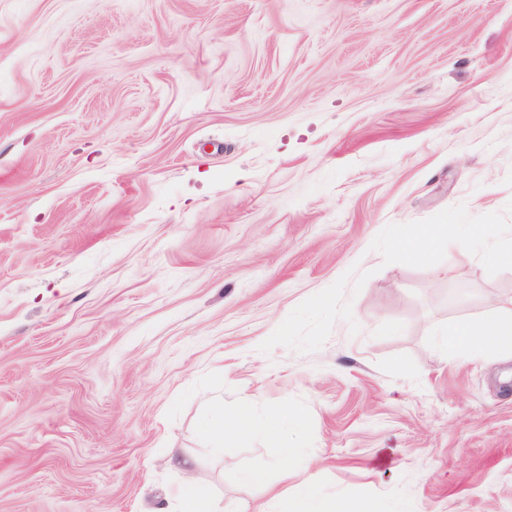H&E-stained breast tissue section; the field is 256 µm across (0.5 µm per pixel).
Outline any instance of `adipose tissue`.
Masks as SVG:
<instances>
[{
	"label": "adipose tissue",
	"instance_id": "1",
	"mask_svg": "<svg viewBox=\"0 0 512 512\" xmlns=\"http://www.w3.org/2000/svg\"><path fill=\"white\" fill-rule=\"evenodd\" d=\"M476 235L481 236L487 246L486 255L492 261L512 259V228L498 231L489 226L478 227ZM472 234V235H475ZM471 234L460 232L449 234L447 225L440 224L432 229L420 230L416 236L421 246L422 258H429L436 249L455 245L467 249L471 244ZM447 335L450 341L463 347L467 354L475 359L485 358L488 352L500 356H512V311L505 312L484 323L464 321L449 326ZM283 418L280 410L268 413L263 425H255L245 420L225 423L223 411H216L210 429L220 438H232L254 432L263 434L275 447L280 448L282 456L294 455L295 449L279 435V424Z\"/></svg>",
	"mask_w": 512,
	"mask_h": 512
}]
</instances>
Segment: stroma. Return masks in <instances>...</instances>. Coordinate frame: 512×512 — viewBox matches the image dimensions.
<instances>
[{"instance_id":"obj_1","label":"stroma","mask_w":512,"mask_h":512,"mask_svg":"<svg viewBox=\"0 0 512 512\" xmlns=\"http://www.w3.org/2000/svg\"><path fill=\"white\" fill-rule=\"evenodd\" d=\"M435 224L512 226V0H0V512H506L512 359L438 339L512 263ZM416 241L421 246L420 256L427 259L432 255V251L448 247V225L437 224V227L432 229H421ZM284 417L285 415L280 410L275 409L268 413L266 421L261 427L242 419H238L231 424L225 423L224 426V408L219 407L209 429L215 433L222 446H224V437L233 438L251 433L263 434L269 442L274 444V447L281 448L282 456L288 460L289 456L296 453L297 448H294L279 436V424ZM177 498L182 512H215L211 503L190 484L178 488ZM289 512H349V507L344 502L325 503L322 497L307 485L300 490L295 499L288 502Z\"/></svg>"}]
</instances>
